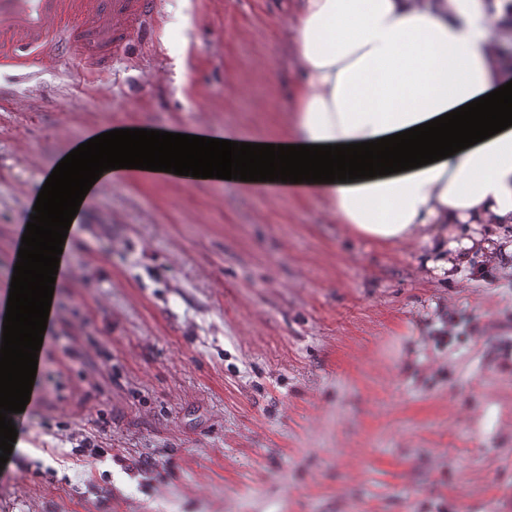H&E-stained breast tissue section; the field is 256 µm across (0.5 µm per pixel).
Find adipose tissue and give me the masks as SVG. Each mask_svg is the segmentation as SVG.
<instances>
[{
    "label": "adipose tissue",
    "mask_w": 512,
    "mask_h": 512,
    "mask_svg": "<svg viewBox=\"0 0 512 512\" xmlns=\"http://www.w3.org/2000/svg\"><path fill=\"white\" fill-rule=\"evenodd\" d=\"M502 0H292L296 65L289 126L273 144L380 139L505 84L497 51ZM339 223L381 245H428L441 269L491 240L460 224L512 225V126L445 159L346 183H292Z\"/></svg>",
    "instance_id": "adipose-tissue-1"
}]
</instances>
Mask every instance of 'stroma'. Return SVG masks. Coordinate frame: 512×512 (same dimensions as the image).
Instances as JSON below:
<instances>
[{
	"label": "stroma",
	"mask_w": 512,
	"mask_h": 512,
	"mask_svg": "<svg viewBox=\"0 0 512 512\" xmlns=\"http://www.w3.org/2000/svg\"><path fill=\"white\" fill-rule=\"evenodd\" d=\"M291 29L161 0L107 77L0 74V270L91 130L282 132ZM74 239L0 512H512V262L437 274L322 201L172 175L87 197Z\"/></svg>",
	"instance_id": "35a3bbf8"
}]
</instances>
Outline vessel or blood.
<instances>
[{"label":"vessel or blood","mask_w":512,"mask_h":512,"mask_svg":"<svg viewBox=\"0 0 512 512\" xmlns=\"http://www.w3.org/2000/svg\"><path fill=\"white\" fill-rule=\"evenodd\" d=\"M158 13V0H0V72L61 62L104 74Z\"/></svg>","instance_id":"b4317fda"}]
</instances>
